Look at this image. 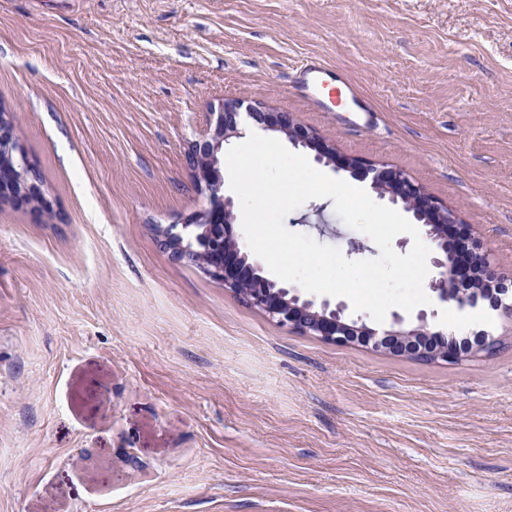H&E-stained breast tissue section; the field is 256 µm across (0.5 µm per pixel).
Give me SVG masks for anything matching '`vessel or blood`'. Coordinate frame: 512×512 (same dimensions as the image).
Listing matches in <instances>:
<instances>
[{"label": "vessel or blood", "instance_id": "vessel-or-blood-1", "mask_svg": "<svg viewBox=\"0 0 512 512\" xmlns=\"http://www.w3.org/2000/svg\"><path fill=\"white\" fill-rule=\"evenodd\" d=\"M296 87L309 102L317 106L323 103V92L335 88L338 95L347 99L351 111L356 112L359 126L368 128L373 124L374 110L359 87L317 58L309 57L299 63Z\"/></svg>", "mask_w": 512, "mask_h": 512}]
</instances>
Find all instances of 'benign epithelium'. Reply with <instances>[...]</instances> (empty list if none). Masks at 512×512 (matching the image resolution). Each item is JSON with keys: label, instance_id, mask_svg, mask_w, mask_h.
Wrapping results in <instances>:
<instances>
[{"label": "benign epithelium", "instance_id": "obj_1", "mask_svg": "<svg viewBox=\"0 0 512 512\" xmlns=\"http://www.w3.org/2000/svg\"><path fill=\"white\" fill-rule=\"evenodd\" d=\"M261 128L283 135L295 146L316 153V159L337 169L371 177V187L382 197L389 196L411 213L416 223L424 227L425 239L436 251L433 265L438 277L431 289L440 301L459 308L472 307L478 301L489 303L491 309L512 314V281L497 274L491 266L476 231L465 228L474 247L477 265L471 267L469 290L456 288L458 254L448 240V228L459 223L457 214L401 170L379 167L360 158L341 156L334 145L324 141L315 131L299 123L293 114L259 107H244L240 100H226L218 111L209 115L206 129L192 141L186 152V163L196 186L209 196V207L193 212L188 224L208 225L207 262L203 271L224 284V288L241 296L248 304L263 311L277 323L300 333L346 346L362 344L393 356L420 360H441L450 364L461 358V349L439 331L428 326L426 317L420 324L378 332L363 319H345L341 311L324 302L316 305L291 294V289L269 278L255 263L248 261L233 230L236 221L234 202L221 194V165L224 142L237 136L241 110ZM0 194L8 195L22 206H36L39 214L56 213L55 200L42 188L33 163L9 119H0ZM181 235L169 230L158 233V243L178 260H190L191 255L178 244Z\"/></svg>", "mask_w": 512, "mask_h": 512}]
</instances>
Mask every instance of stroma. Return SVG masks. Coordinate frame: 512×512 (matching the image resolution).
Returning a JSON list of instances; mask_svg holds the SVG:
<instances>
[{
	"mask_svg": "<svg viewBox=\"0 0 512 512\" xmlns=\"http://www.w3.org/2000/svg\"><path fill=\"white\" fill-rule=\"evenodd\" d=\"M316 57L371 128L295 92ZM288 112L475 225L512 279V0H0V107L55 199H0V512H512V316L457 363L280 326L155 241L227 100ZM287 229L380 251L332 199Z\"/></svg>",
	"mask_w": 512,
	"mask_h": 512,
	"instance_id": "1",
	"label": "stroma"
}]
</instances>
